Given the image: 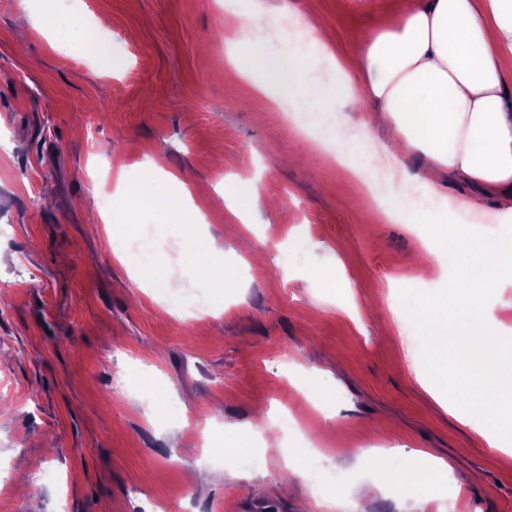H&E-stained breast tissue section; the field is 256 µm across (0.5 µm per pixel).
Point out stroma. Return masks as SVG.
Here are the masks:
<instances>
[{
  "label": "stroma",
  "mask_w": 512,
  "mask_h": 512,
  "mask_svg": "<svg viewBox=\"0 0 512 512\" xmlns=\"http://www.w3.org/2000/svg\"><path fill=\"white\" fill-rule=\"evenodd\" d=\"M394 0H236L298 22L321 18L334 53L383 27ZM224 0H40L0 11V512H512V457L488 447L426 385L404 290H433L448 259L417 224L382 215L369 173L284 123L281 88L255 91L226 40ZM109 40L120 73L77 35ZM193 189L212 263L239 281L214 301L143 188L153 159ZM124 167L135 202H101ZM255 181L249 250L235 248L224 182ZM107 211L109 224L89 223ZM425 213L492 223L493 203L443 184ZM159 266L157 287L133 280ZM343 263L350 293L319 271ZM274 419L306 478L232 449L255 410ZM430 450L452 461L445 492L418 506L393 491L362 503L346 449ZM349 490L347 507L328 506Z\"/></svg>",
  "instance_id": "obj_1"
}]
</instances>
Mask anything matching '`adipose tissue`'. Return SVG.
I'll list each match as a JSON object with an SVG mask.
<instances>
[{
	"mask_svg": "<svg viewBox=\"0 0 512 512\" xmlns=\"http://www.w3.org/2000/svg\"><path fill=\"white\" fill-rule=\"evenodd\" d=\"M510 57L512 0H401L385 29L367 36L353 59L337 61L350 77L329 88L308 76L297 109L317 122L326 99H334L340 112L366 104L371 117L358 133L344 125L329 131L339 156L359 165L425 158L394 197L392 212L404 223L437 194L444 178L492 199L496 215L512 217V95L505 68ZM378 128L389 134L381 149L373 143ZM143 180L167 223H198L202 212L191 205L187 183L169 173L162 189L149 171ZM181 248L198 258V271L215 297L235 292L237 280L209 262L206 242L189 234ZM452 470L451 462L430 451L412 450L393 482L398 491L419 497Z\"/></svg>",
	"mask_w": 512,
	"mask_h": 512,
	"instance_id": "obj_1",
	"label": "adipose tissue"
}]
</instances>
